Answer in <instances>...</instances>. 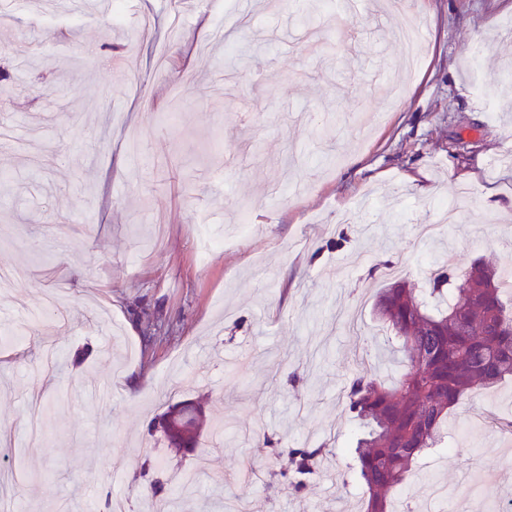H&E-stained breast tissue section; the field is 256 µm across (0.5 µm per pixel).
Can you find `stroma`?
<instances>
[{
	"label": "stroma",
	"instance_id": "stroma-1",
	"mask_svg": "<svg viewBox=\"0 0 512 512\" xmlns=\"http://www.w3.org/2000/svg\"><path fill=\"white\" fill-rule=\"evenodd\" d=\"M354 2L340 25L336 0H243L229 26L224 0H0V268L25 273L0 288V466L24 512H102L158 478L182 501L201 460L182 512H362L344 398L402 370L372 311L388 267L414 288L512 268V11ZM410 14L412 72L393 43ZM198 399L224 433L174 454L158 422ZM321 445L306 481L280 473L279 451ZM436 483L433 512L512 497V380L454 411L401 497Z\"/></svg>",
	"mask_w": 512,
	"mask_h": 512
}]
</instances>
